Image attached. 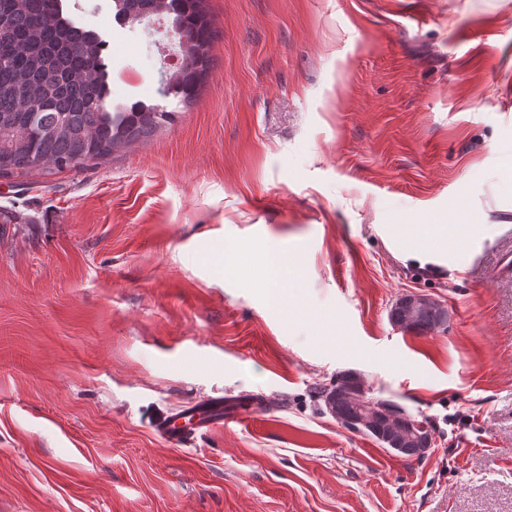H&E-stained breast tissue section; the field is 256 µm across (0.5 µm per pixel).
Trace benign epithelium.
Returning <instances> with one entry per match:
<instances>
[{
  "label": "benign epithelium",
  "mask_w": 512,
  "mask_h": 512,
  "mask_svg": "<svg viewBox=\"0 0 512 512\" xmlns=\"http://www.w3.org/2000/svg\"><path fill=\"white\" fill-rule=\"evenodd\" d=\"M424 309H436L442 316H447V311L440 303L422 294H412L394 305V310L399 313V320L394 322V326L406 329ZM367 393L368 389L360 378L346 391L347 397L354 399L358 404V413L354 419L348 421L346 428L359 432L370 426L374 418L383 416L387 426L386 442L395 448L416 445L420 448L421 455H426L433 447V438L427 426L406 412L390 409L388 402L383 399L367 397Z\"/></svg>",
  "instance_id": "benign-epithelium-1"
}]
</instances>
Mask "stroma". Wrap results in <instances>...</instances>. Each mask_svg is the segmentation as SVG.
<instances>
[{
    "label": "stroma",
    "instance_id": "35a3bbf8",
    "mask_svg": "<svg viewBox=\"0 0 512 512\" xmlns=\"http://www.w3.org/2000/svg\"><path fill=\"white\" fill-rule=\"evenodd\" d=\"M108 44L110 106L172 124L98 164L0 179V512H512V0H207L177 36L66 0ZM420 224L486 233L404 259ZM270 241L282 305L223 271ZM411 293L448 321L396 329ZM357 373L434 428L405 459L320 408ZM221 396L239 422H154ZM207 0H113L116 17L135 24L152 17H166L169 27L179 36L183 59L176 71L164 72L165 86L180 93L186 102L194 100L213 67L210 48L216 30L205 9ZM185 40H182V38Z\"/></svg>",
    "mask_w": 512,
    "mask_h": 512
}]
</instances>
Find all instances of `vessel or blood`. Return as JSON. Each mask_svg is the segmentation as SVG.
<instances>
[{
	"mask_svg": "<svg viewBox=\"0 0 512 512\" xmlns=\"http://www.w3.org/2000/svg\"><path fill=\"white\" fill-rule=\"evenodd\" d=\"M235 416L223 397H214L204 403L184 406L178 414L156 421V433L171 444H179L188 433L211 430L224 425Z\"/></svg>",
	"mask_w": 512,
	"mask_h": 512,
	"instance_id": "obj_1",
	"label": "vessel or blood"
}]
</instances>
